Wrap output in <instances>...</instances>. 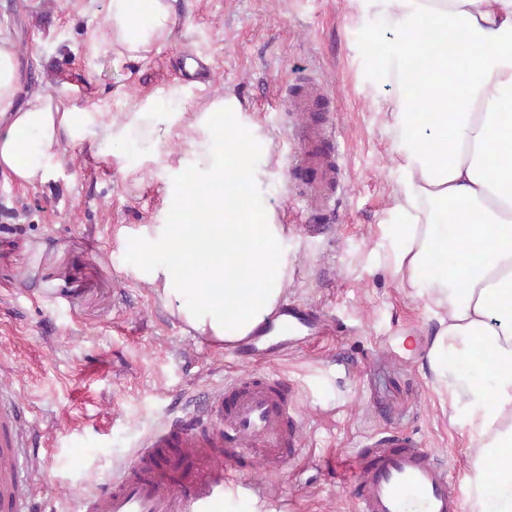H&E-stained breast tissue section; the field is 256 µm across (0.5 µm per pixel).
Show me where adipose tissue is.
Instances as JSON below:
<instances>
[{
	"mask_svg": "<svg viewBox=\"0 0 512 512\" xmlns=\"http://www.w3.org/2000/svg\"><path fill=\"white\" fill-rule=\"evenodd\" d=\"M349 2L388 30L369 42V86L414 88L428 108L420 123L404 98L385 100L399 169L387 265L435 323L426 366L468 433L469 512H512V0ZM173 23L170 0H107L114 61L145 58ZM176 140L188 143L177 156L167 150ZM67 142L116 157L124 172L143 144L163 163V206L123 250L185 331L229 348L278 313L291 257L288 227L261 189L272 142L236 94L189 116L157 92L92 123L52 96H22L15 43L0 34V173L43 183ZM186 214L193 223H180ZM447 223L454 239L435 232Z\"/></svg>",
	"mask_w": 512,
	"mask_h": 512,
	"instance_id": "ef3b65f1",
	"label": "adipose tissue"
}]
</instances>
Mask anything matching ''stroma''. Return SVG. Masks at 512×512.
<instances>
[{"mask_svg": "<svg viewBox=\"0 0 512 512\" xmlns=\"http://www.w3.org/2000/svg\"><path fill=\"white\" fill-rule=\"evenodd\" d=\"M107 0H0L22 90L64 92L91 112H123L124 93L180 84L194 111L233 90L277 146L265 183L294 230L297 262L284 298L322 313L321 336L271 355L303 428L291 458L269 468L236 450L260 492L229 512H354L346 465L356 449L411 435L462 479L467 438L448 422L422 368L432 329L420 300L384 265L381 227L397 222L396 164L375 93L363 80L379 18L347 0H174L184 35L146 58L112 61ZM336 132L345 188L312 207L289 171L304 123ZM161 170L120 174L109 155L64 145L47 180L0 174V389L15 392L35 453L22 467L55 491L54 512L107 484L173 410L220 389L244 362L183 332L151 288L126 270L118 231L151 223Z\"/></svg>", "mask_w": 512, "mask_h": 512, "instance_id": "35a3bbf8", "label": "stroma"}]
</instances>
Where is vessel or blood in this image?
Wrapping results in <instances>:
<instances>
[{
    "mask_svg": "<svg viewBox=\"0 0 512 512\" xmlns=\"http://www.w3.org/2000/svg\"><path fill=\"white\" fill-rule=\"evenodd\" d=\"M332 137V129L308 127L293 155L296 174H314L304 195L318 206L338 187ZM26 424L18 405L0 398V512H28L33 490L17 466L34 453ZM232 445L250 448L254 461L266 465L300 447V426L281 380L250 367L222 391L170 417L110 484L82 499L81 512H222ZM358 455L366 464L353 478L357 512H464L447 466L421 441L390 435Z\"/></svg>",
    "mask_w": 512,
    "mask_h": 512,
    "instance_id": "vessel-or-blood-1",
    "label": "vessel or blood"
}]
</instances>
